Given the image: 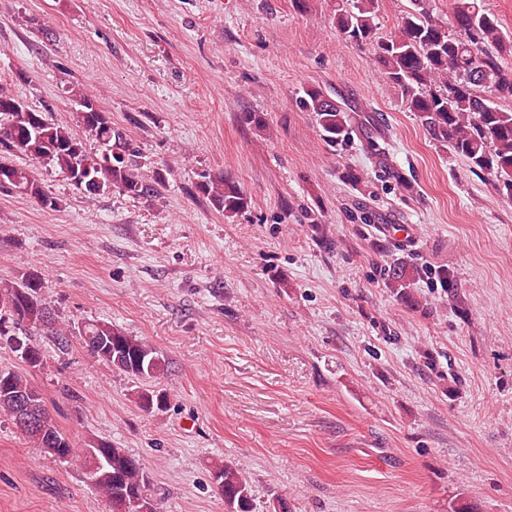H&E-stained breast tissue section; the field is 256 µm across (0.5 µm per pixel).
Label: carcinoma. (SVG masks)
Wrapping results in <instances>:
<instances>
[{"instance_id": "cac0c4a2", "label": "carcinoma", "mask_w": 512, "mask_h": 512, "mask_svg": "<svg viewBox=\"0 0 512 512\" xmlns=\"http://www.w3.org/2000/svg\"><path fill=\"white\" fill-rule=\"evenodd\" d=\"M410 4L397 28L379 36L374 22L378 0H336V32L346 41L372 45L373 64L385 83L431 138L491 177L499 196L512 200V111L501 107V102L512 101V67L503 66L499 59L512 52V36L503 31L483 0H455L453 33L432 16L428 0H410ZM71 93L82 108L78 122L86 133L84 138L0 88V149L64 174L88 197L107 191L132 198L157 196L166 183L163 170L142 171L135 160L137 149L112 126L109 113L83 88L73 87ZM300 105L316 114L325 141H342L352 132L350 114L322 90H305ZM89 139L119 154L96 153L88 148ZM197 190L226 218L249 207L244 190L222 173L202 175ZM0 191L26 195L43 208L57 205L29 169L2 161ZM409 279L407 270L399 266L388 274L395 294L414 304ZM47 288L44 274L36 270L23 273L17 281L0 283V337L21 336L38 355V361L30 365L33 371L45 361L42 347L32 339V332L41 327L25 321V316L37 319L44 311H52ZM77 333L94 337L97 348L91 350L92 356L130 377L152 379L163 371L150 344L110 322L88 320L77 327ZM1 375L6 387L0 389V413L13 423L14 397L32 398L42 419L27 437L46 455L79 465L88 485L106 498L110 512H163L138 459L109 441L77 446L59 427L42 390L28 376L2 369ZM169 402L168 393L161 390L145 388L135 396L139 409L148 413L166 409ZM211 478L224 498V512H255V490L232 463L214 462Z\"/></svg>"}]
</instances>
